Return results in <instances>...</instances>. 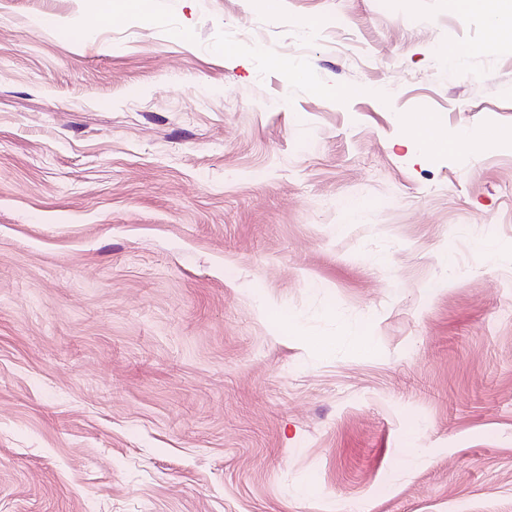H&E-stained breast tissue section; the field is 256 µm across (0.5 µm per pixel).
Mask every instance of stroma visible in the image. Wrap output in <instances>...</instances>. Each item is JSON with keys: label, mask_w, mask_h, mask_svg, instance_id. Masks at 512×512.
I'll use <instances>...</instances> for the list:
<instances>
[{"label": "stroma", "mask_w": 512, "mask_h": 512, "mask_svg": "<svg viewBox=\"0 0 512 512\" xmlns=\"http://www.w3.org/2000/svg\"><path fill=\"white\" fill-rule=\"evenodd\" d=\"M94 5L0 0V512H512V35ZM98 11L95 19L89 28L97 27L101 24L110 23L112 19L121 13L142 12L144 11L149 0H100ZM439 118L433 113H415L405 118L408 137L427 151L443 153L448 149L466 146L469 138L461 136L457 141L448 142L438 135Z\"/></svg>", "instance_id": "obj_1"}]
</instances>
